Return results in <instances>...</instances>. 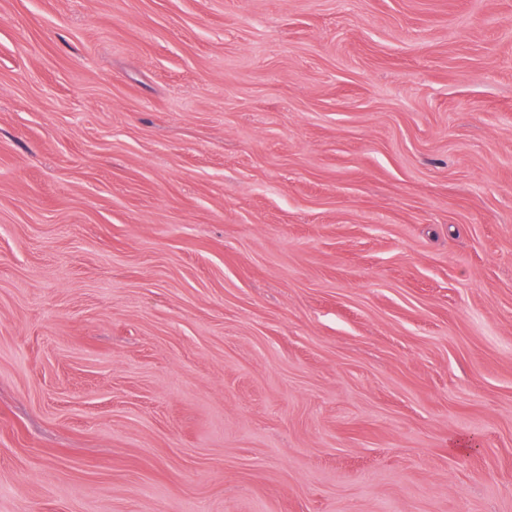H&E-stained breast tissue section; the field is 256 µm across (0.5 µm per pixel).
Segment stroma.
I'll return each mask as SVG.
<instances>
[{"mask_svg":"<svg viewBox=\"0 0 512 512\" xmlns=\"http://www.w3.org/2000/svg\"><path fill=\"white\" fill-rule=\"evenodd\" d=\"M0 512H512V0H0Z\"/></svg>","mask_w":512,"mask_h":512,"instance_id":"35a3bbf8","label":"stroma"}]
</instances>
